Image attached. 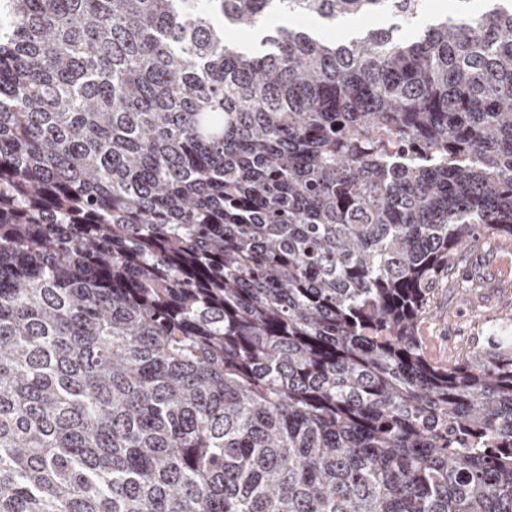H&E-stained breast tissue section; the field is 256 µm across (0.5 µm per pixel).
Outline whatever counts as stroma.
I'll list each match as a JSON object with an SVG mask.
<instances>
[{
	"label": "stroma",
	"instance_id": "1",
	"mask_svg": "<svg viewBox=\"0 0 512 512\" xmlns=\"http://www.w3.org/2000/svg\"><path fill=\"white\" fill-rule=\"evenodd\" d=\"M497 328L512 329V246L486 236L433 284L418 334L427 358L445 366Z\"/></svg>",
	"mask_w": 512,
	"mask_h": 512
}]
</instances>
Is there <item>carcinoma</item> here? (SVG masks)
I'll return each instance as SVG.
<instances>
[{
	"label": "carcinoma",
	"instance_id": "cac0c4a2",
	"mask_svg": "<svg viewBox=\"0 0 512 512\" xmlns=\"http://www.w3.org/2000/svg\"><path fill=\"white\" fill-rule=\"evenodd\" d=\"M489 2L4 0L0 512H512V331L416 332L512 240ZM388 24V20L381 16L358 17L349 20L336 21V24H326L314 18H307L304 25L308 28H313L334 40H345L353 30H358V27L378 28L384 27ZM360 30V29H359Z\"/></svg>",
	"mask_w": 512,
	"mask_h": 512
}]
</instances>
